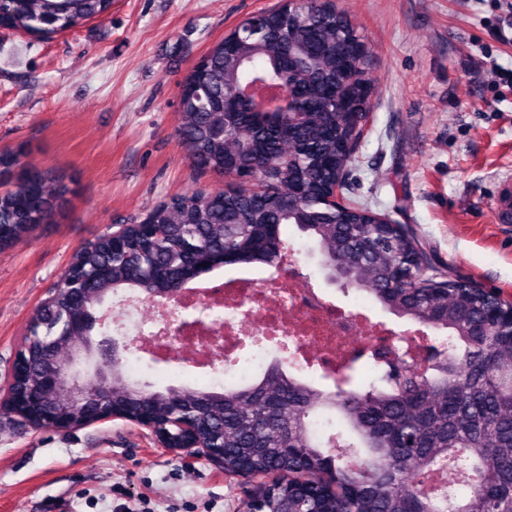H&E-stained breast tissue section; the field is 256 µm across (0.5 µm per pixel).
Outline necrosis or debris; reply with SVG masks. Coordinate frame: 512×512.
Segmentation results:
<instances>
[{
	"label": "necrosis or debris",
	"mask_w": 512,
	"mask_h": 512,
	"mask_svg": "<svg viewBox=\"0 0 512 512\" xmlns=\"http://www.w3.org/2000/svg\"><path fill=\"white\" fill-rule=\"evenodd\" d=\"M292 263L286 253L280 268H240L195 282L175 299L113 295L107 323L130 341L127 372L146 363L161 377L221 389L253 382L274 365L305 383L332 382L357 355L378 367L385 349L414 368L428 366L420 325L371 320L363 299L351 309L336 306L310 279L287 273Z\"/></svg>",
	"instance_id": "4bbe7bcc"
}]
</instances>
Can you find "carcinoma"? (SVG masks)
<instances>
[{
  "mask_svg": "<svg viewBox=\"0 0 512 512\" xmlns=\"http://www.w3.org/2000/svg\"><path fill=\"white\" fill-rule=\"evenodd\" d=\"M111 8L112 0H0L10 28L45 40ZM257 84L281 88L282 107L264 108L244 93ZM370 90L356 31L331 0H311L301 13L285 4L257 14L215 44L182 84L178 134L193 166L223 175L228 187L172 196L76 251L22 337L27 386L78 348L42 338L67 335L74 321L92 335L96 308L110 295L168 298L227 265L273 266L281 228L293 224L317 242L331 280L448 331L430 346L433 376L408 369L397 380L387 362V387L366 386L356 358L333 391L272 367L222 392H157L124 382L120 343L112 375L95 382L124 394L131 422L144 399L171 410L159 428L168 448L224 446V472L255 483L244 512H512V335L485 330L512 304L434 267L406 225L370 223L377 212L351 196L344 149L362 129L357 108ZM13 171L14 184L0 189V246L50 221L69 192L57 170L0 151V173ZM252 171V183L240 181ZM336 187L345 198L337 208L327 202ZM185 411L194 418L190 435L178 425ZM324 413L334 426L326 437L312 430ZM444 468L473 482L468 496L424 488Z\"/></svg>",
  "mask_w": 512,
  "mask_h": 512,
  "instance_id": "1",
  "label": "carcinoma"
}]
</instances>
